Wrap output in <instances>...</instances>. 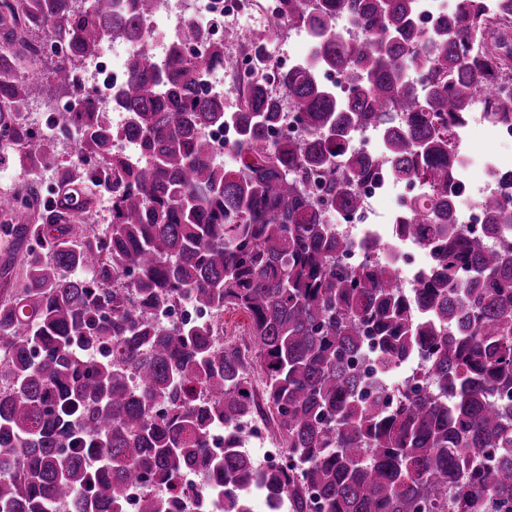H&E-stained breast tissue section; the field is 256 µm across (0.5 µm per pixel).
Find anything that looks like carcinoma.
Masks as SVG:
<instances>
[{"label": "carcinoma", "mask_w": 512, "mask_h": 512, "mask_svg": "<svg viewBox=\"0 0 512 512\" xmlns=\"http://www.w3.org/2000/svg\"><path fill=\"white\" fill-rule=\"evenodd\" d=\"M158 0H0V155L21 169L55 164V188L26 181L0 193V512H120L133 480L173 484L193 471L224 512H250L234 488L259 489L271 509L310 512H512V170L483 200L490 216L465 234L450 206L462 180L453 129L478 97L489 118H512V0L492 15L462 7L425 30L418 0H276L281 19L305 29L309 56L274 74L279 92L238 82L232 109L205 89L212 69L233 71L228 29L207 41L191 21L165 64L132 55L111 100L92 97L75 74L106 43L142 36ZM343 16L360 31L336 34ZM494 30L492 46L477 39ZM46 40L65 54L36 56ZM339 72L348 91L323 83ZM53 112L39 137L16 112L35 92ZM289 103L307 131L271 139ZM140 160L112 150V109ZM235 125L216 160L209 132ZM375 127L384 150L368 157L353 132ZM75 141L68 161L57 146ZM418 180L428 194L403 201L397 236L426 233L436 264L408 293L387 262L337 261L353 242L336 235L310 200L362 205L376 173ZM112 221L88 224L98 194ZM497 242L490 248L488 241ZM188 300L212 321L160 326L157 312ZM227 309L249 319L253 356L220 343ZM370 337L375 375L354 359ZM418 378L386 379L412 351ZM259 372L268 409L288 448V472H266L238 443L210 438L256 410ZM496 455L493 466L476 453ZM138 512H181L172 495L147 494Z\"/></svg>", "instance_id": "obj_1"}]
</instances>
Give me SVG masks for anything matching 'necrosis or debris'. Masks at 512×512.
Wrapping results in <instances>:
<instances>
[{"instance_id": "4bbe7bcc", "label": "necrosis or debris", "mask_w": 512, "mask_h": 512, "mask_svg": "<svg viewBox=\"0 0 512 512\" xmlns=\"http://www.w3.org/2000/svg\"><path fill=\"white\" fill-rule=\"evenodd\" d=\"M242 3L243 0H163L161 11L147 17L143 23L144 40L136 44H124L123 49L129 55L141 50L158 51L166 47L169 32L178 31L187 20L192 21L215 41L223 40L225 30L232 26L251 31L267 30L273 12L272 0H259L258 5L249 10L244 9ZM113 55V47L104 46L81 75L82 80L90 82L95 97L103 102L111 97L113 91L127 77L125 66L117 64ZM511 165L505 159L486 162L487 177L479 187L461 183L456 197L457 217L467 234L473 235L482 230L486 213L481 206V200L497 192L499 185L494 177L495 172ZM358 191L363 205L353 214L339 215L324 206L318 209L324 219L334 223L337 231L354 243L350 251L342 254V263L349 267L361 266L369 258L364 248L365 243L378 241V259L392 265L403 288H414L419 277L434 264V252L429 243L422 241L420 237L393 236L390 226L394 218L390 215L379 217L377 204L382 198L393 194L401 200L412 195L425 194V187L382 172L375 179L360 185ZM237 439L258 445L262 467H287V459L277 442L271 439L261 419L247 417L230 424L227 430L214 433L211 446L219 451L223 449L225 442Z\"/></svg>"}]
</instances>
